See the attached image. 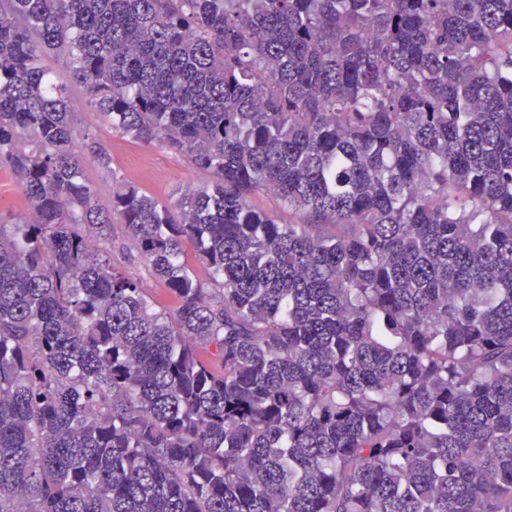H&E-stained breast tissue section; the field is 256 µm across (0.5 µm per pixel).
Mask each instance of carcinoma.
Wrapping results in <instances>:
<instances>
[{"label": "carcinoma", "mask_w": 512, "mask_h": 512, "mask_svg": "<svg viewBox=\"0 0 512 512\" xmlns=\"http://www.w3.org/2000/svg\"><path fill=\"white\" fill-rule=\"evenodd\" d=\"M0 169V512H512V0H0ZM72 111L79 130H89L112 156V167L141 191L166 200L197 185L209 175L194 170L185 158L159 146H147L112 132V126L86 103L84 92L75 87L71 94ZM84 175L86 180L95 188L99 204L107 206L112 193L111 176L93 163L86 165ZM0 176V191L16 197L19 205L16 207H3L0 209V224H20L27 215V202L21 191L18 189L11 174L2 170ZM101 246L110 253L112 263L119 265L131 277L143 282L158 310L169 311L174 307L173 299L167 288L149 275L143 260L136 251L129 247L118 221L114 222L110 239L105 243L102 242Z\"/></svg>", "instance_id": "carcinoma-1"}]
</instances>
